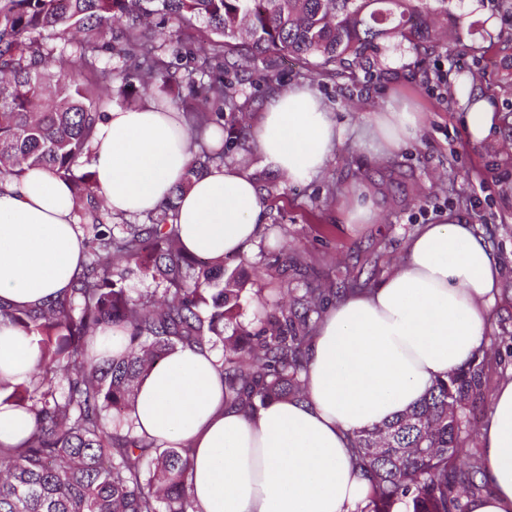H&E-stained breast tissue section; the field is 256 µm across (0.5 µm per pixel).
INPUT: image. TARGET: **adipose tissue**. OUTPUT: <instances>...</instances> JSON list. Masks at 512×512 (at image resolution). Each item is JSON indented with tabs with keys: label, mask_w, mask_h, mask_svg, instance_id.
<instances>
[{
	"label": "adipose tissue",
	"mask_w": 512,
	"mask_h": 512,
	"mask_svg": "<svg viewBox=\"0 0 512 512\" xmlns=\"http://www.w3.org/2000/svg\"><path fill=\"white\" fill-rule=\"evenodd\" d=\"M456 96L472 143L499 133L500 117L479 88L466 83ZM422 126L419 113L394 102L373 114L359 147L378 160L418 140ZM344 132L313 88L293 85L269 93L245 146L262 167L304 183L326 167ZM196 140L178 107L148 95L101 116L88 169L113 216L148 213L175 193L186 252L249 255L267 203L252 173L235 164L185 181ZM86 258L68 182L43 169L0 176L1 304L55 298ZM500 282L499 259L471 225H423L396 271L329 306L309 351L305 398L246 415L224 403L219 353L179 346L140 377L135 432L192 448L196 512H356L368 481L350 436L407 412L436 379L482 354ZM40 354L35 337L0 317V381L27 382ZM480 443L488 488L467 512H512V379L495 390Z\"/></svg>",
	"instance_id": "obj_1"
}]
</instances>
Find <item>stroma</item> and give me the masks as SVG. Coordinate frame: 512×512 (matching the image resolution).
Instances as JSON below:
<instances>
[{
    "mask_svg": "<svg viewBox=\"0 0 512 512\" xmlns=\"http://www.w3.org/2000/svg\"><path fill=\"white\" fill-rule=\"evenodd\" d=\"M450 8L455 25L436 17L439 35L428 50L419 52L388 37L369 59L332 76L277 53L260 56L246 72L225 68L224 85L238 103L236 110H225V128L257 121L269 74L283 87L314 86L346 129L327 166L306 184L288 183L262 168L256 156L241 154L238 142H225V160L252 169L268 203L266 223L244 266L242 323L259 325L283 301L286 290L302 287L299 274L284 271L275 263L276 255L304 262L325 286L356 274L377 281L397 267L419 226L451 216L473 225L501 260L504 276L489 333L512 330V150L490 142L471 144L460 123L458 102L434 79L441 70L456 79L480 74L481 92L494 100L501 117V136L512 141V50L488 49L490 43L512 36V0H452ZM483 11L496 17L494 28L483 26ZM154 34L156 54L178 78L172 102L185 112L196 108L195 84L205 59L201 24L185 25L179 34L170 28L155 29ZM392 99L421 113L423 135L385 159H370L358 149L360 131L369 115ZM361 189L375 198L379 217L373 224L344 223L342 202Z\"/></svg>",
    "mask_w": 512,
    "mask_h": 512,
    "instance_id": "1",
    "label": "stroma"
}]
</instances>
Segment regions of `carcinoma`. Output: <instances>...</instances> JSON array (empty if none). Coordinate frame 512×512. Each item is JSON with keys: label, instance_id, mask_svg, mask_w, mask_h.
<instances>
[{"label": "carcinoma", "instance_id": "1", "mask_svg": "<svg viewBox=\"0 0 512 512\" xmlns=\"http://www.w3.org/2000/svg\"><path fill=\"white\" fill-rule=\"evenodd\" d=\"M152 16L163 26L194 19L216 36L214 74L199 85L200 108L185 113L200 133L224 120L209 104L234 106L221 78L226 39L236 41L237 69L277 51L333 74L363 62L383 37L419 48L436 34L421 0H0V175L41 168L71 180L89 246L63 297L27 310L0 306V316L41 346L30 382L5 398L31 412L34 427L21 444L0 446V512H192V449L160 448L120 427L139 377L178 345L219 344L224 400L255 415L304 393L308 350L328 298L368 287L357 277L338 290L308 283L292 298L298 311L281 308L251 328L239 321L242 267L184 254L174 200L144 224L109 222L88 170L101 111L77 70L89 51H106L122 65L101 72L99 97L112 100L119 81L164 98L175 78L146 37ZM72 30L96 43H72L68 52L48 43ZM222 163L224 145H203L187 179ZM134 272L157 288L133 295L125 282ZM105 333L121 336L123 349L100 363L92 345ZM486 370V357L473 358L435 380L410 411L351 438L370 474L357 512H465L484 461L459 458L485 404Z\"/></svg>", "mask_w": 512, "mask_h": 512}]
</instances>
